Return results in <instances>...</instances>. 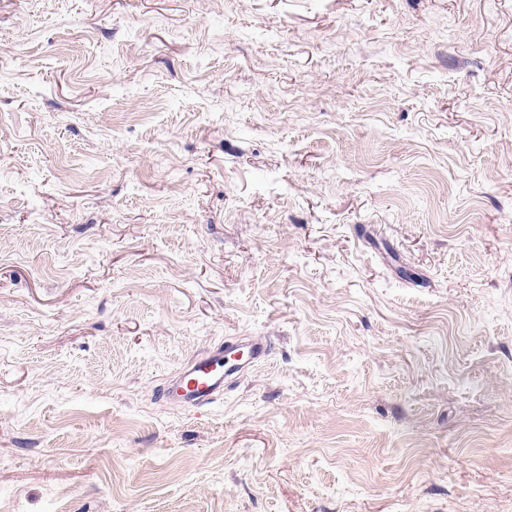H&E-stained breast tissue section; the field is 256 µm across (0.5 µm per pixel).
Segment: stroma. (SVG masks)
<instances>
[{"mask_svg": "<svg viewBox=\"0 0 512 512\" xmlns=\"http://www.w3.org/2000/svg\"><path fill=\"white\" fill-rule=\"evenodd\" d=\"M0 512H512V0H0ZM270 356L267 337H225L180 367L159 389L158 398L184 409L203 406L224 394L227 378L266 363Z\"/></svg>", "mask_w": 512, "mask_h": 512, "instance_id": "stroma-1", "label": "stroma"}]
</instances>
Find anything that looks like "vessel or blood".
<instances>
[{
  "label": "vessel or blood",
  "mask_w": 512,
  "mask_h": 512,
  "mask_svg": "<svg viewBox=\"0 0 512 512\" xmlns=\"http://www.w3.org/2000/svg\"><path fill=\"white\" fill-rule=\"evenodd\" d=\"M271 356L267 338L233 336L197 353L160 388V400L184 409L203 406L224 393L227 378L248 367L266 363Z\"/></svg>",
  "instance_id": "vessel-or-blood-1"
}]
</instances>
